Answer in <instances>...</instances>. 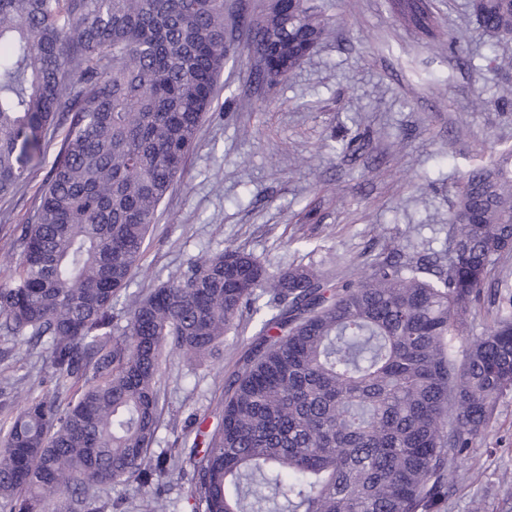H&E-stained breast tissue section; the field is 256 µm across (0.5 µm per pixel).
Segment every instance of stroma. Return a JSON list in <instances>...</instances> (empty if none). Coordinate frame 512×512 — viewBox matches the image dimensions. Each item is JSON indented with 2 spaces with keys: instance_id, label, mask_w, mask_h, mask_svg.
I'll return each instance as SVG.
<instances>
[{
  "instance_id": "stroma-1",
  "label": "stroma",
  "mask_w": 512,
  "mask_h": 512,
  "mask_svg": "<svg viewBox=\"0 0 512 512\" xmlns=\"http://www.w3.org/2000/svg\"><path fill=\"white\" fill-rule=\"evenodd\" d=\"M311 3L336 33L272 85L255 87L247 40L239 38L128 292H149L188 260L227 247L274 271L311 265L335 281L357 278L395 248L447 251L462 173L512 148V71L493 63L512 57V39L489 43L468 0H434L441 43L397 23L390 0ZM355 135L360 149L352 154L344 144ZM61 140L54 133L25 184L0 200V262L38 204ZM491 278L499 289L485 293L456 346L482 335L512 295V255ZM259 329L258 319L243 316L220 359L202 366L168 356L153 450L192 441L194 420L216 424L215 408ZM2 349L9 355L0 377L14 380V397L39 392L40 349L0 336ZM448 483L442 512H512L511 391Z\"/></svg>"
}]
</instances>
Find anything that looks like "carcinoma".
Here are the masks:
<instances>
[{
	"label": "carcinoma",
	"mask_w": 512,
	"mask_h": 512,
	"mask_svg": "<svg viewBox=\"0 0 512 512\" xmlns=\"http://www.w3.org/2000/svg\"><path fill=\"white\" fill-rule=\"evenodd\" d=\"M427 37L430 0H392ZM491 41L512 0H469ZM224 0H0V197L65 127L0 277V335L43 346L51 386L0 436V512H114L105 486L190 467L191 512H439L448 472L512 390V313L457 350L495 262L512 252V149L461 176L443 257L400 249L327 286L226 248L128 294L161 203L237 50ZM335 28L286 0L251 45L276 64ZM123 301L125 323L114 313ZM269 308L251 355L187 454L152 450L165 352L200 363ZM52 510H47L48 506Z\"/></svg>",
	"instance_id": "cac0c4a2"
}]
</instances>
